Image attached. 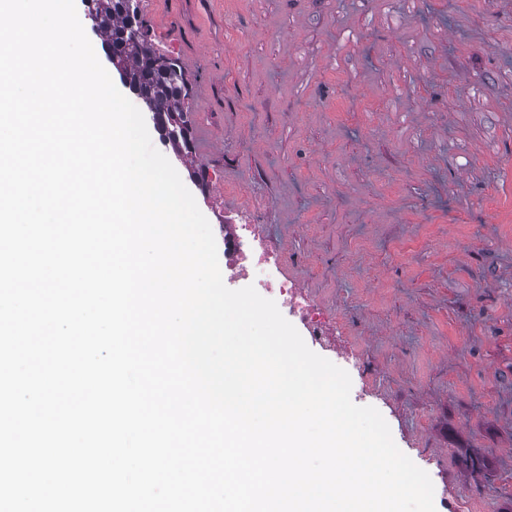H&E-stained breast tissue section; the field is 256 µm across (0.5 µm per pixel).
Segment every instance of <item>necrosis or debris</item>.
Listing matches in <instances>:
<instances>
[{
	"label": "necrosis or debris",
	"instance_id": "4bbe7bcc",
	"mask_svg": "<svg viewBox=\"0 0 512 512\" xmlns=\"http://www.w3.org/2000/svg\"><path fill=\"white\" fill-rule=\"evenodd\" d=\"M224 274L228 279L255 286L260 295L274 300L287 319L298 328L305 343L322 352L348 373L366 380L367 373L358 354L340 348L329 332L332 318L317 301L289 278L281 256L261 239L255 225L236 222L224 226Z\"/></svg>",
	"mask_w": 512,
	"mask_h": 512
}]
</instances>
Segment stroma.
Here are the masks:
<instances>
[{
    "instance_id": "1",
    "label": "stroma",
    "mask_w": 512,
    "mask_h": 512,
    "mask_svg": "<svg viewBox=\"0 0 512 512\" xmlns=\"http://www.w3.org/2000/svg\"><path fill=\"white\" fill-rule=\"evenodd\" d=\"M139 5L210 225H256L333 313L435 500L512 512V0Z\"/></svg>"
}]
</instances>
